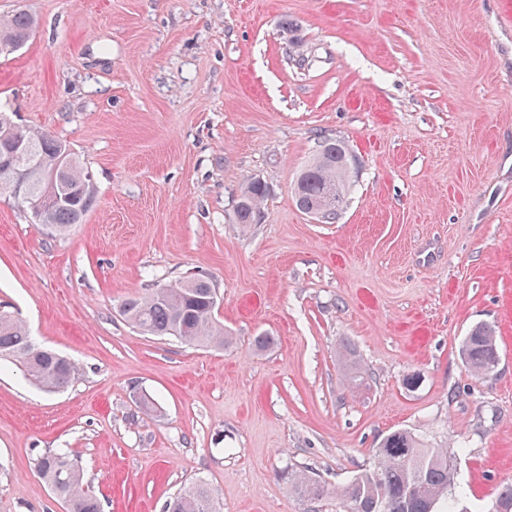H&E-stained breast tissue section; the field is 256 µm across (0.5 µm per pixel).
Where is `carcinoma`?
I'll return each instance as SVG.
<instances>
[{
    "label": "carcinoma",
    "mask_w": 512,
    "mask_h": 512,
    "mask_svg": "<svg viewBox=\"0 0 512 512\" xmlns=\"http://www.w3.org/2000/svg\"><path fill=\"white\" fill-rule=\"evenodd\" d=\"M36 25L32 14L16 10L0 20V35L26 36ZM8 141L24 150L32 196L49 192L44 172L56 164L65 146L50 133L36 128L9 125ZM345 146L326 139L312 161L299 174L293 187L296 207L303 213H322L321 221L335 222L349 185ZM76 158L63 171L62 183L71 187L69 198L45 212L40 223L65 230L83 223L94 207L97 189L86 178ZM267 187L259 180L248 182L237 196L236 220L256 224L261 217ZM215 288L205 277H190L172 288L157 286L147 293L127 298L122 314L140 331L157 337H174L185 343L222 347L227 342L224 327L210 309ZM459 356L467 369L487 373L499 361V346L491 327L474 326L463 339ZM0 359L20 366L39 388L55 392L71 385L79 375L70 359L46 348L34 347L29 331L13 313L0 311ZM454 452L446 448H426L423 441L406 430L387 435L375 450L373 467L336 489V496L351 512H456ZM36 470L53 493L67 505L68 512H101L99 500L85 486L78 461L64 449L48 451L37 459ZM293 491L309 500L327 494L322 483L303 472L288 474ZM163 512H220L213 491L204 483H194L170 498Z\"/></svg>",
    "instance_id": "1"
}]
</instances>
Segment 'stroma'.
Returning a JSON list of instances; mask_svg holds the SVG:
<instances>
[{"label": "stroma", "mask_w": 512, "mask_h": 512, "mask_svg": "<svg viewBox=\"0 0 512 512\" xmlns=\"http://www.w3.org/2000/svg\"><path fill=\"white\" fill-rule=\"evenodd\" d=\"M20 8L36 25L0 56V108L64 141L98 195L56 233L0 193V308L81 370L47 393L0 363V512H66L34 469L56 448L101 512H163L197 480L222 512H342L336 487L397 430L456 449L459 512H488L512 484V0H0V17ZM326 139L350 158L332 224L292 195ZM252 179L268 196L244 227ZM196 274L228 347L121 313ZM477 324L500 350L483 376L458 355ZM291 470L328 494H294ZM267 187L259 180L248 182L240 191L236 201V220L238 224H257L261 217L262 202Z\"/></svg>", "instance_id": "35a3bbf8"}]
</instances>
